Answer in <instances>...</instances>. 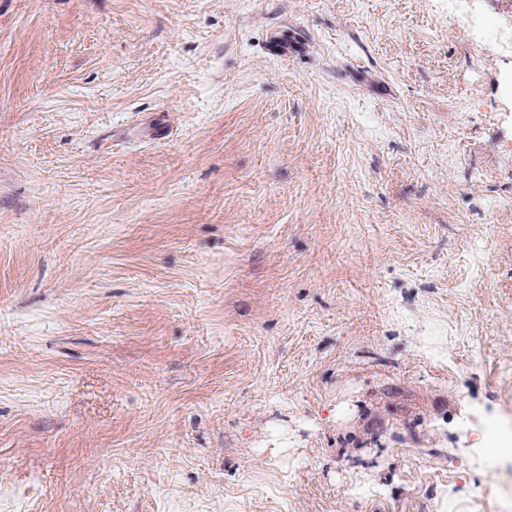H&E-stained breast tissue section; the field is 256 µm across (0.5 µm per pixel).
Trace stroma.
<instances>
[{"label":"stroma","mask_w":512,"mask_h":512,"mask_svg":"<svg viewBox=\"0 0 512 512\" xmlns=\"http://www.w3.org/2000/svg\"><path fill=\"white\" fill-rule=\"evenodd\" d=\"M512 58L448 0H0V512H497Z\"/></svg>","instance_id":"1"}]
</instances>
